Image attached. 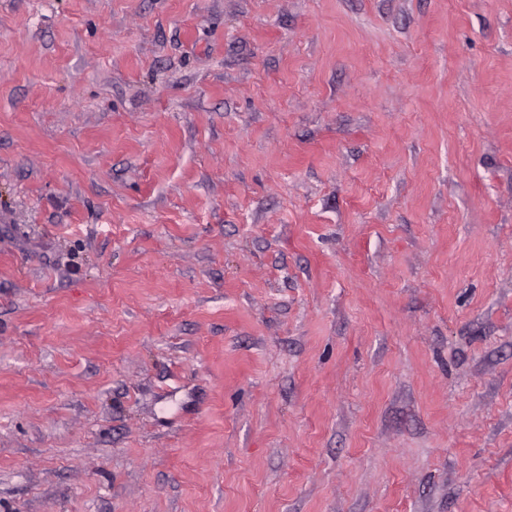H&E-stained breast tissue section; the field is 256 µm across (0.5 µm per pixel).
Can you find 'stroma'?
<instances>
[{
  "label": "stroma",
  "instance_id": "1",
  "mask_svg": "<svg viewBox=\"0 0 512 512\" xmlns=\"http://www.w3.org/2000/svg\"><path fill=\"white\" fill-rule=\"evenodd\" d=\"M0 512H512V0H0Z\"/></svg>",
  "mask_w": 512,
  "mask_h": 512
}]
</instances>
